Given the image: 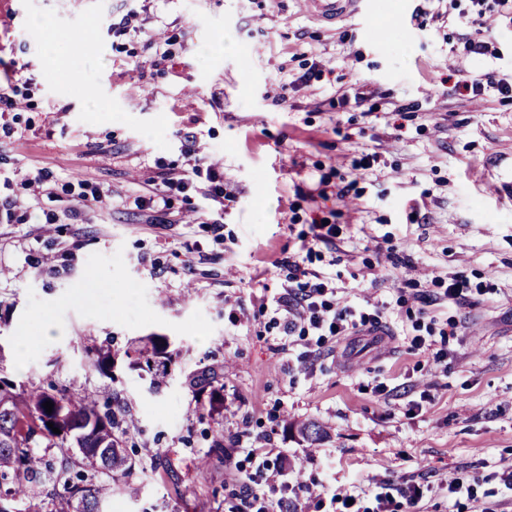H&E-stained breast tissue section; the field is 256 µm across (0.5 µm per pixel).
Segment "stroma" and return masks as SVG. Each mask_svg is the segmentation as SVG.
Listing matches in <instances>:
<instances>
[{
	"label": "stroma",
	"instance_id": "stroma-1",
	"mask_svg": "<svg viewBox=\"0 0 512 512\" xmlns=\"http://www.w3.org/2000/svg\"><path fill=\"white\" fill-rule=\"evenodd\" d=\"M472 18L470 0H364L332 24L299 0H0V89L18 102L0 117V205L17 215L0 223V366L19 387L107 389L133 414L139 493L104 512H232L239 471L281 451L309 492L368 506L378 488L426 480L420 512H512L493 477L512 466V198L489 189L512 171V93L463 87L485 72L512 82V22ZM224 30L237 51L203 58ZM480 33L492 54L467 52ZM191 145L223 174V207L175 191L180 224H148L145 180L187 167ZM40 169L47 188L23 190ZM94 189L105 202L72 217ZM32 210L58 221L20 223ZM323 220L333 242L302 250ZM290 258L339 304L383 306L389 346L283 335L268 301ZM454 279L465 289L451 300ZM151 335L175 353L157 389L127 357ZM104 344L108 376L87 367ZM208 367L219 416L193 410L189 376ZM307 419L329 431L314 448L287 428ZM219 434L224 462L197 468ZM456 473L476 500L439 489Z\"/></svg>",
	"mask_w": 512,
	"mask_h": 512
}]
</instances>
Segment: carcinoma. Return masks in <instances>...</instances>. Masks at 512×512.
Instances as JSON below:
<instances>
[{"mask_svg": "<svg viewBox=\"0 0 512 512\" xmlns=\"http://www.w3.org/2000/svg\"><path fill=\"white\" fill-rule=\"evenodd\" d=\"M149 344L146 366L154 370L152 385L159 386L170 375L172 353L163 336L150 337ZM113 364L112 349L106 346L96 351L89 367L109 373ZM190 384L205 394L201 409L212 413L224 407V384L215 370L192 375ZM47 401L53 403L50 414ZM133 426L135 420L124 409L101 410L95 393L34 383L19 389L0 375V512H104L102 503L115 489L136 495L129 477L139 463L125 445ZM294 427L312 445L328 435L316 421Z\"/></svg>", "mask_w": 512, "mask_h": 512, "instance_id": "cac0c4a2", "label": "carcinoma"}]
</instances>
